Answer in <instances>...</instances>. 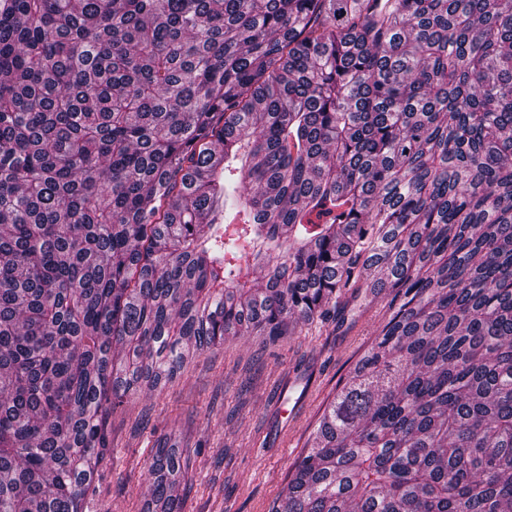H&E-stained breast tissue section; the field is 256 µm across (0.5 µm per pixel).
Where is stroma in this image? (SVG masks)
Wrapping results in <instances>:
<instances>
[{"label":"stroma","mask_w":512,"mask_h":512,"mask_svg":"<svg viewBox=\"0 0 512 512\" xmlns=\"http://www.w3.org/2000/svg\"><path fill=\"white\" fill-rule=\"evenodd\" d=\"M382 298L355 321L294 336L226 337L190 354L165 387L128 395L112 410L118 460L86 512H142L155 448L185 450L180 512H272L324 411L375 340Z\"/></svg>","instance_id":"obj_1"}]
</instances>
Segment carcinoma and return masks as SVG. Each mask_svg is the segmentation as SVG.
Segmentation results:
<instances>
[{"label":"carcinoma","mask_w":512,"mask_h":512,"mask_svg":"<svg viewBox=\"0 0 512 512\" xmlns=\"http://www.w3.org/2000/svg\"><path fill=\"white\" fill-rule=\"evenodd\" d=\"M383 292L275 512H512V0H0V512H85L186 353Z\"/></svg>","instance_id":"obj_1"}]
</instances>
